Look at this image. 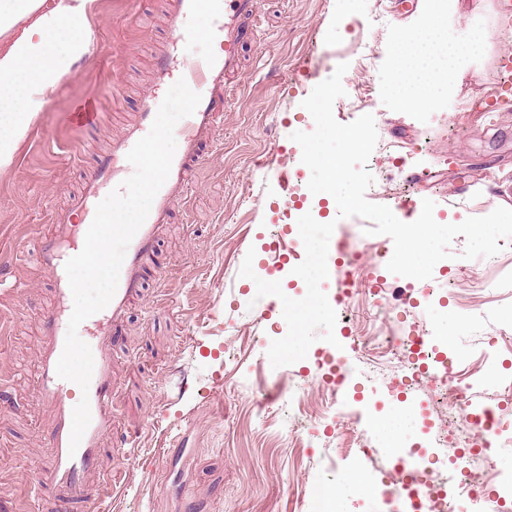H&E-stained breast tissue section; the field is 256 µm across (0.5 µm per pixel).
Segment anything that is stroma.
<instances>
[{
  "label": "stroma",
  "instance_id": "35a3bbf8",
  "mask_svg": "<svg viewBox=\"0 0 512 512\" xmlns=\"http://www.w3.org/2000/svg\"><path fill=\"white\" fill-rule=\"evenodd\" d=\"M256 42L243 51L237 96L222 118L197 189L174 208L156 251L161 282H149L115 346L114 426L101 442V465L119 485L106 512H179L169 479L185 478L197 512H306L328 468L358 471L364 480L343 499L345 512H391L379 490L394 461L375 416L394 414L388 396L401 366L392 361L368 378L370 364L343 341L336 364L346 376L338 391L367 431V450L337 456L333 419L294 443L286 403L302 389L314 412L325 371L310 359L272 368L265 343L282 336L276 297L257 298L241 277L248 249L264 259L269 235L294 223L295 199H306L309 169L291 138L314 127L303 100L347 64L345 96L333 106L340 123L364 112L375 118L377 145L367 168L368 201L397 208L405 197L431 199L433 215L463 222L495 208L512 209V109L484 112L495 60L512 54V18L498 0H456L445 24L448 39L480 34L478 56L451 75L453 94L423 112H402L392 88L395 33L413 27L419 0H259ZM95 51L77 63L48 98L10 166L0 170V512H38L53 486L34 488L33 470L48 453L50 420L36 389L42 317L52 303L50 279L38 260V237L52 207L78 190L93 157L106 151L144 93L154 85L151 55L168 36L164 0H95L90 16ZM372 107L363 110L362 95ZM96 104L92 132L68 126L67 112ZM285 171L272 175V167ZM368 220L338 221L333 240L346 248L393 252L390 237L368 234ZM495 256L463 258L464 236L450 245L431 278L387 274L386 289L408 288L419 300L393 320L397 335L416 327L453 337L447 353L461 359L457 386L472 404H489L482 384L488 361L512 383V238ZM475 281H468L470 272Z\"/></svg>",
  "mask_w": 512,
  "mask_h": 512
}]
</instances>
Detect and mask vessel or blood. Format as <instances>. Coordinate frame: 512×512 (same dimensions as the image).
<instances>
[{"label": "vessel or blood", "instance_id": "vessel-or-blood-1", "mask_svg": "<svg viewBox=\"0 0 512 512\" xmlns=\"http://www.w3.org/2000/svg\"><path fill=\"white\" fill-rule=\"evenodd\" d=\"M165 4L171 38L153 54L156 79L163 82L180 75L202 100L195 113L174 129L180 149L174 155L167 181L127 249L113 299L83 323L94 359L88 391L91 420L74 452L69 449L72 400L79 387L56 372L73 310L65 264L82 250L88 230L87 225L73 224L72 217L77 213L92 215V203L100 192L124 180L130 168L127 154L149 132L161 104L158 95L143 96L133 121L87 170L70 205L51 211L52 230L41 242L40 260L49 273L54 297L43 320L37 378L40 398L52 413L50 451L43 466L53 480L54 490L52 496L43 499L41 512H70L76 503L82 504L85 512H100L112 495V476L101 468L99 443L112 430L114 338L142 294L155 244L166 230L175 205L188 199L195 173L203 162L202 145L215 132L236 93L233 80L241 70L240 49L256 33L259 0H165ZM205 14L211 17V37L217 48L201 55L190 53L195 26Z\"/></svg>", "mask_w": 512, "mask_h": 512}]
</instances>
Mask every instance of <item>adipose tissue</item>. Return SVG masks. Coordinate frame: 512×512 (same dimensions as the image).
Masks as SVG:
<instances>
[{
	"label": "adipose tissue",
	"mask_w": 512,
	"mask_h": 512,
	"mask_svg": "<svg viewBox=\"0 0 512 512\" xmlns=\"http://www.w3.org/2000/svg\"><path fill=\"white\" fill-rule=\"evenodd\" d=\"M95 0H0V169L10 165L46 102L73 65L94 48L89 15ZM448 0H419V22L393 43L396 102L403 112L453 94L450 73L477 50L472 37L460 44L443 39Z\"/></svg>",
	"instance_id": "adipose-tissue-1"
}]
</instances>
